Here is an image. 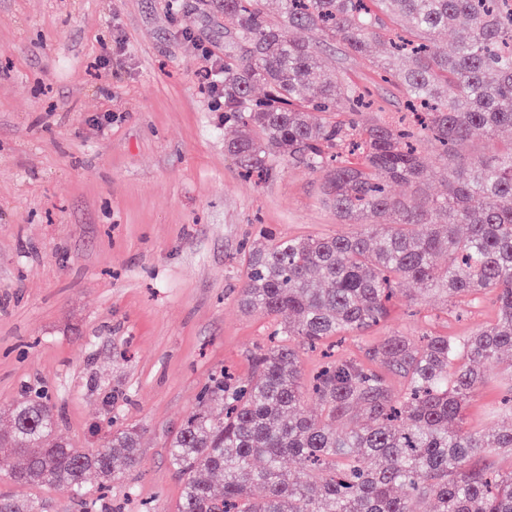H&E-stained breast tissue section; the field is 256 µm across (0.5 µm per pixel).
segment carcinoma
I'll return each mask as SVG.
<instances>
[{"mask_svg": "<svg viewBox=\"0 0 512 512\" xmlns=\"http://www.w3.org/2000/svg\"><path fill=\"white\" fill-rule=\"evenodd\" d=\"M224 13L225 142L246 172L299 163L326 174V203L356 230L268 237L245 256L238 303L281 318L251 374L204 386L169 442L183 482L176 512H512V425L471 430L465 413L512 352V144L490 156L458 148L476 131L512 130V0H217ZM404 26L402 41L392 24ZM453 25L457 36L432 49ZM312 39L297 36L299 31ZM323 42L341 44L399 82L410 108L398 124L364 119V93L325 69ZM387 52L370 55L373 44ZM431 135L430 161L418 148ZM438 173L446 190L426 191ZM407 187L403 196L391 183ZM404 281L460 305L485 291L496 320L468 336L391 332L340 353L307 379L305 350L384 321ZM320 408L301 411L307 394ZM0 473L24 488L52 485L91 497L139 463L136 429L100 448L59 438L47 398L0 403ZM296 467L290 471L284 459ZM224 478L216 493L209 476ZM261 488L257 500L253 490ZM30 496H0V512H40Z\"/></svg>", "mask_w": 512, "mask_h": 512, "instance_id": "obj_1", "label": "carcinoma"}]
</instances>
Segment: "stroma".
<instances>
[{
  "label": "stroma",
  "mask_w": 512,
  "mask_h": 512,
  "mask_svg": "<svg viewBox=\"0 0 512 512\" xmlns=\"http://www.w3.org/2000/svg\"><path fill=\"white\" fill-rule=\"evenodd\" d=\"M224 52V15L200 0H0V402L44 390L62 435L98 448L137 427L140 462L106 493L118 512H175L182 482L167 442L212 375H245L274 329L244 312L239 259L263 235L350 232L322 175L277 165L242 177L224 147V104L199 74ZM323 66L367 88L383 119L400 108L367 59L321 45ZM486 293L468 314L444 299L388 319L393 331L468 335L492 322ZM512 385L502 358L468 427L512 423L491 408Z\"/></svg>",
  "instance_id": "1"
}]
</instances>
